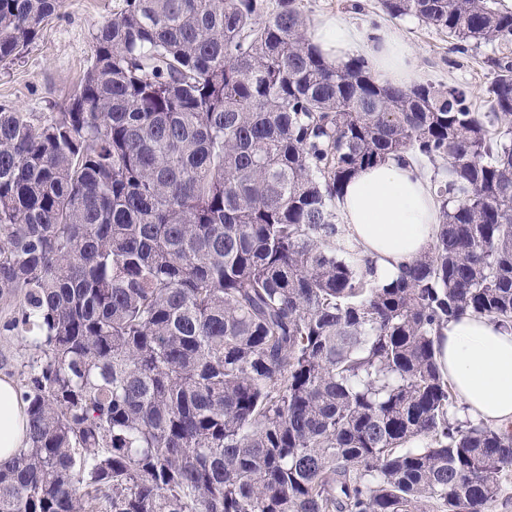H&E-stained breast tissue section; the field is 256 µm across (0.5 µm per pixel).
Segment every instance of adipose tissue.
Returning a JSON list of instances; mask_svg holds the SVG:
<instances>
[{"instance_id":"obj_1","label":"adipose tissue","mask_w":512,"mask_h":512,"mask_svg":"<svg viewBox=\"0 0 512 512\" xmlns=\"http://www.w3.org/2000/svg\"><path fill=\"white\" fill-rule=\"evenodd\" d=\"M308 38L339 68L365 56L379 83L403 86L417 78L412 48L393 32H371L326 16L311 23ZM337 206L350 238L383 283L428 251L440 223L430 180L411 159H389L360 170ZM435 345L464 414L494 427L512 424V332L490 318L466 315L442 328ZM27 424L15 383L0 377V463L25 447Z\"/></svg>"}]
</instances>
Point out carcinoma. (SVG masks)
I'll list each match as a JSON object with an SVG mask.
<instances>
[{"label":"carcinoma","mask_w":512,"mask_h":512,"mask_svg":"<svg viewBox=\"0 0 512 512\" xmlns=\"http://www.w3.org/2000/svg\"><path fill=\"white\" fill-rule=\"evenodd\" d=\"M62 112L0 105V296L36 360L0 512H491L512 430L462 424L434 336L512 330V11L380 0L483 44L459 86L382 85L297 0H124ZM57 0H0V63ZM433 167L441 229L381 283L336 199Z\"/></svg>","instance_id":"carcinoma-1"}]
</instances>
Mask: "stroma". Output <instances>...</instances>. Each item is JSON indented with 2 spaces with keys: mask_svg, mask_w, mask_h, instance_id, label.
Masks as SVG:
<instances>
[{
  "mask_svg": "<svg viewBox=\"0 0 512 512\" xmlns=\"http://www.w3.org/2000/svg\"><path fill=\"white\" fill-rule=\"evenodd\" d=\"M351 2L299 0L312 20L334 15L360 28L396 31L414 50L418 83L463 87L477 108H484L491 76L482 59L493 53V45L481 46L467 56L453 54L446 33L413 17L390 18L381 10L379 0H362L359 11L352 9ZM123 5L124 0H59L55 15L23 57L0 65V104L41 117L59 112L91 62L94 32ZM18 305V299L0 297V375L19 383L34 352L25 332L12 325Z\"/></svg>",
  "mask_w": 512,
  "mask_h": 512,
  "instance_id": "35a3bbf8",
  "label": "stroma"
}]
</instances>
